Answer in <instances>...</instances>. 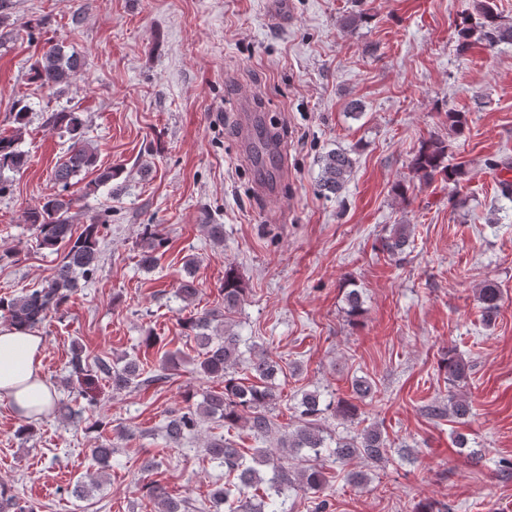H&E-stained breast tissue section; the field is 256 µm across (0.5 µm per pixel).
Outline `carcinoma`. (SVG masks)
Masks as SVG:
<instances>
[{
	"instance_id": "obj_1",
	"label": "carcinoma",
	"mask_w": 512,
	"mask_h": 512,
	"mask_svg": "<svg viewBox=\"0 0 512 512\" xmlns=\"http://www.w3.org/2000/svg\"><path fill=\"white\" fill-rule=\"evenodd\" d=\"M481 20L475 23H463L458 31L461 49L471 45L470 38L475 29L491 43H512V24L502 22L496 0H484L480 9ZM84 66V60L74 52H68L59 44L45 51L40 60L30 69V79L42 87L62 90L71 84V80ZM13 120L15 134L0 136V171L18 172L27 163V154L19 148L20 134L28 123L30 108L19 101L15 104ZM47 122L69 135L72 144L64 157L55 165L52 180L59 192L44 199L41 206L27 211L26 220L36 230L39 245L54 249L65 244L63 256L56 266L51 279L39 288L24 289L18 294L0 297V315L11 324L25 329L39 328L47 318L69 302L74 289L80 281H89L100 270V243L106 221H93L83 225L79 234L73 232L74 215L71 213L73 201L65 198L63 192L71 186V180L82 171L95 166L96 154L91 143L85 138V121L82 113L76 111L53 112ZM449 145L438 137H430L421 142L411 161L412 170L422 179L432 181L439 177L443 181L457 184L468 171L465 164L448 163ZM320 171L317 191L325 197L337 196L345 188L354 167L353 158L345 151L333 149L319 159ZM411 230L407 224L392 225L389 234L380 239L381 250L391 257L405 253L410 248ZM166 244V238L153 225H145L141 237L142 262L151 266L155 263L154 253ZM197 260L190 258L185 262L188 277L181 280L177 293L187 303L193 302L200 292L199 283L194 277ZM224 336L213 342L212 337L204 333L210 323L217 318L212 312H204L184 321L189 330L200 331L197 340L203 349L197 363L196 372L208 378L224 379V390L213 392L198 406L191 404L185 410L170 417L165 431L173 442L187 436L197 426V417L205 415L224 420V426L230 427L242 419L239 410L248 417L246 423L257 438H266L278 431L277 423L271 416L272 405L278 397L279 374L281 367L262 356L245 358L240 351L241 337L232 329L231 316L237 312L244 300V288L233 269L224 273ZM479 300L486 319H492L500 309L502 291L497 283L486 281L479 289ZM242 367L249 372L253 383L229 374V369ZM448 381L455 385L467 378L469 366L462 359L448 356L446 362ZM105 378L108 386L115 392L126 391L132 387L142 388L165 383L167 374L162 370H153L141 363L138 358L125 360L122 365H113L103 357L90 360L83 348H72L68 361L67 382L79 384L93 383L97 378ZM300 422L294 430L281 438L285 448H307L314 452L324 447V429L320 424L323 412L319 394L306 393L301 399ZM471 405L462 393L448 397V404L432 405L428 414L433 418L452 416L466 419ZM386 440L377 428H365L360 432L340 438L336 441L335 462L341 466L349 465L360 459L366 463L377 462L385 458ZM207 455L224 468L229 480L215 490L214 495L224 504V512H291L282 499L284 490L298 488L304 492L316 494L325 482L323 471L312 467L294 478L291 471L282 465L272 464L274 475L264 481L255 465L267 464L270 457L265 451L247 461L241 449L232 443L214 439L207 445ZM267 488L259 502L245 496L246 490L261 483ZM146 496L159 508V512H187L185 501L169 495L158 484L147 486ZM0 512H37V508L26 509L19 506L12 490L0 484Z\"/></svg>"
}]
</instances>
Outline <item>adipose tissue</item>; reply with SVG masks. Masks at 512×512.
Segmentation results:
<instances>
[{"label":"adipose tissue","mask_w":512,"mask_h":512,"mask_svg":"<svg viewBox=\"0 0 512 512\" xmlns=\"http://www.w3.org/2000/svg\"><path fill=\"white\" fill-rule=\"evenodd\" d=\"M42 348L37 331L0 325V399L8 400L18 415L30 420L48 413L55 394L42 373Z\"/></svg>","instance_id":"ef3b65f1"}]
</instances>
